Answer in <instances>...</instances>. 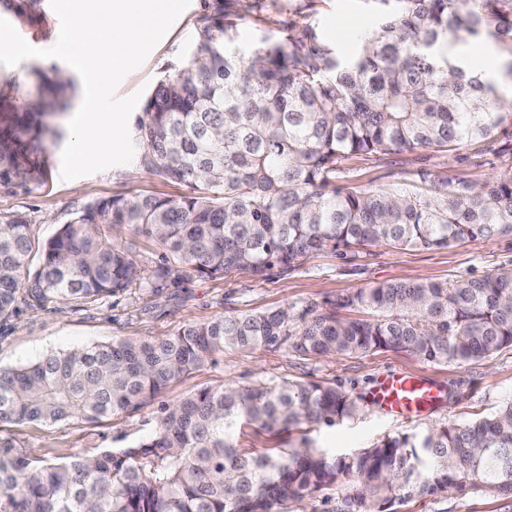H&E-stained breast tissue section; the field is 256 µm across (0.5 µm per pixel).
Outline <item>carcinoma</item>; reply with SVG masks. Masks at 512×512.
I'll use <instances>...</instances> for the list:
<instances>
[{
	"instance_id": "carcinoma-1",
	"label": "carcinoma",
	"mask_w": 512,
	"mask_h": 512,
	"mask_svg": "<svg viewBox=\"0 0 512 512\" xmlns=\"http://www.w3.org/2000/svg\"><path fill=\"white\" fill-rule=\"evenodd\" d=\"M376 27L342 60L315 27L267 38L247 57L233 25L200 28L193 52L148 95L136 122L143 168L183 184L179 199L118 196L83 208L29 270L30 225L0 218V322L18 304L101 299L133 285L288 272L308 255L372 247L446 249L512 234V171L480 184L418 171L401 188L336 186L353 157L485 143L512 156V61L499 81L451 50L489 35L512 43V0H378ZM20 102L0 81V189L43 174L46 118L71 79L36 73ZM155 240L170 262L141 275L112 228ZM288 347L315 358L408 351L462 365L512 348V269L453 285L369 284L326 308L228 314L158 341L122 338L0 370V425L100 421L138 409L224 349ZM339 385L282 381L201 388L162 404L154 433L127 448L33 460L0 434V512H278L333 488L343 512L448 494L512 497V401L494 413L386 437L352 456L308 428L359 416ZM243 424L301 433L286 451L245 453Z\"/></svg>"
}]
</instances>
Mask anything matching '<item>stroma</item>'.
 I'll return each instance as SVG.
<instances>
[{
    "mask_svg": "<svg viewBox=\"0 0 512 512\" xmlns=\"http://www.w3.org/2000/svg\"><path fill=\"white\" fill-rule=\"evenodd\" d=\"M223 5L225 21L235 23V46L248 53L252 45L277 36L286 26L317 27L335 49H353L376 18L373 0H190L163 40L144 63L130 72L116 90L128 97L139 89H153L194 50L205 19ZM0 17L7 19L31 46H53L60 22L49 0H0ZM52 58H29L14 67L0 65V78L16 83L24 101L38 97L35 70L64 69ZM68 117L50 121L52 134L45 144L44 175L40 181L6 192L0 190V217L20 214L31 226L34 243L55 234L84 206L96 200L127 195L179 198L188 187L144 171L138 162L116 166L72 181L60 178L64 140L55 131L66 130ZM512 168V158L478 145L447 152L434 148L400 155L357 157L346 161L337 185L362 189L391 188L412 183L417 171L439 178L482 181ZM512 269V235L490 241H472L448 249L372 248L356 257L340 259L329 250L310 254L294 270L271 269L265 278L248 274L208 279L180 273L169 287L156 291L130 287L92 303L54 302L42 307L20 306L0 323V367L18 368L51 352L70 351L116 338L155 340L190 323L207 322L224 314L259 312L304 302L327 305L337 297L375 282L432 280L453 282ZM410 372L435 383L441 397L426 414L416 418L388 415L371 399L381 379ZM282 380L340 385L363 403L354 420L322 425L309 433L319 447L344 456L371 447L387 436L420 432L444 423H461L494 413L512 401V350L464 365L421 361L405 351H387L358 357L312 358L279 350L225 349L199 370L173 382L162 400L173 403L203 387L255 380ZM157 404L102 422L69 420L54 425L27 423L5 426L19 451L31 458L62 461L103 448L119 450L150 436L156 426ZM395 512H512V497L466 495L413 499L395 506Z\"/></svg>",
    "mask_w": 512,
    "mask_h": 512,
    "instance_id": "obj_1",
    "label": "stroma"
}]
</instances>
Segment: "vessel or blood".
<instances>
[{
	"label": "vessel or blood",
	"mask_w": 512,
	"mask_h": 512,
	"mask_svg": "<svg viewBox=\"0 0 512 512\" xmlns=\"http://www.w3.org/2000/svg\"><path fill=\"white\" fill-rule=\"evenodd\" d=\"M371 398L386 411L417 415L437 400L438 390L420 377L402 372L384 378Z\"/></svg>",
	"instance_id": "obj_1"
}]
</instances>
